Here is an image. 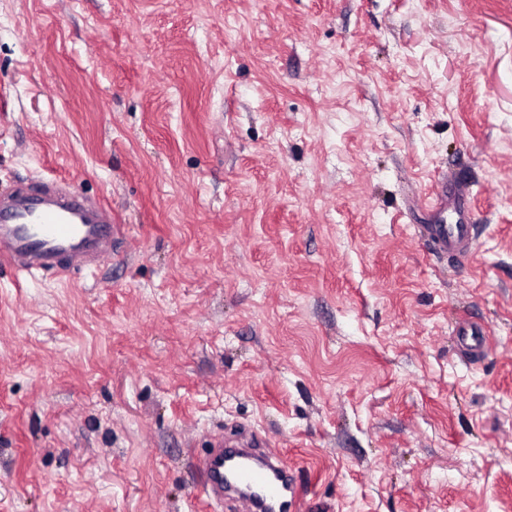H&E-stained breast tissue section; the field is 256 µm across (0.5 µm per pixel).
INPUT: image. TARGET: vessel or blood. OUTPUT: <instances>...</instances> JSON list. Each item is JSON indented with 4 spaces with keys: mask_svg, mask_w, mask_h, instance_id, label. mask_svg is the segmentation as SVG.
<instances>
[{
    "mask_svg": "<svg viewBox=\"0 0 512 512\" xmlns=\"http://www.w3.org/2000/svg\"><path fill=\"white\" fill-rule=\"evenodd\" d=\"M428 233L430 243L440 250L465 255L468 225L435 224ZM119 235L109 209L89 206L80 194L57 184L21 183L0 197V262L20 275L50 274L109 260ZM453 333L464 359L478 362L488 341L486 327L463 320ZM224 458L223 452L211 451L199 461L207 475L202 488L207 498L230 487L250 512H290L295 506V477L277 457L239 470L230 480L224 477Z\"/></svg>",
    "mask_w": 512,
    "mask_h": 512,
    "instance_id": "obj_1",
    "label": "vessel or blood"
}]
</instances>
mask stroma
I'll return each mask as SVG.
<instances>
[{
	"label": "stroma",
	"instance_id": "stroma-1",
	"mask_svg": "<svg viewBox=\"0 0 512 512\" xmlns=\"http://www.w3.org/2000/svg\"><path fill=\"white\" fill-rule=\"evenodd\" d=\"M21 181L123 232L0 265V512H234L197 467L233 434L299 512H512V0H0ZM460 224H433L429 230L428 242L441 251H448L452 256H466L469 240V224H462L465 212L460 207L457 211ZM457 347L468 363H477L484 354L488 341L487 329L478 322L463 320L456 323L453 329Z\"/></svg>",
	"mask_w": 512,
	"mask_h": 512
}]
</instances>
